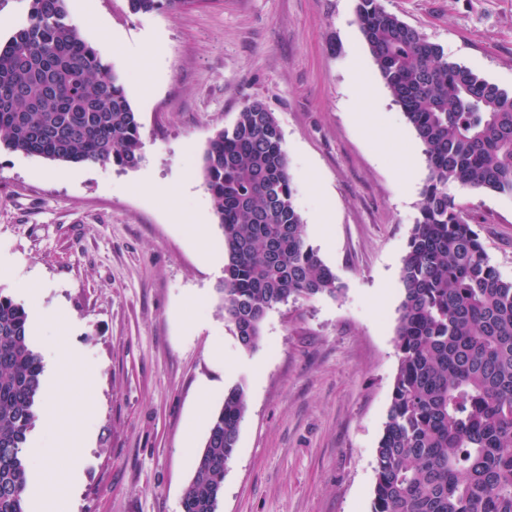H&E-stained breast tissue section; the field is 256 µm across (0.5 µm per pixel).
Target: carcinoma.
<instances>
[{"mask_svg":"<svg viewBox=\"0 0 512 512\" xmlns=\"http://www.w3.org/2000/svg\"><path fill=\"white\" fill-rule=\"evenodd\" d=\"M66 2L31 0L27 25L0 46V147L136 168L140 125L123 81L69 23ZM126 2L147 14L203 0ZM357 18L429 169L401 269L398 367L371 512H512V280L450 193L512 194V92L449 60L380 0H358ZM202 175L223 235L224 316L253 351L270 309L341 288L306 241L282 131L262 101L210 138ZM29 333L24 306L0 294V512H26L23 452L43 373ZM246 408L243 386L225 392L182 512H217Z\"/></svg>","mask_w":512,"mask_h":512,"instance_id":"cac0c4a2","label":"carcinoma"}]
</instances>
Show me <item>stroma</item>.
Wrapping results in <instances>:
<instances>
[{
  "label": "stroma",
  "instance_id": "stroma-1",
  "mask_svg": "<svg viewBox=\"0 0 512 512\" xmlns=\"http://www.w3.org/2000/svg\"><path fill=\"white\" fill-rule=\"evenodd\" d=\"M450 60L512 91V0H382ZM357 0H209L133 14L67 0L70 22L123 78L141 125L134 169L0 150V293L30 317L33 349L75 351L56 383L85 443L36 420L27 512L42 464L82 477L70 512H182L211 420L231 386L247 409L218 512H371L375 453L397 371L400 274L428 168L362 38ZM361 63L377 97L353 99ZM283 133L306 239L338 297L270 310L244 350L224 319L222 230L201 167L247 101ZM418 175H399L407 160ZM453 195L512 279V195ZM205 223L203 238L191 222Z\"/></svg>",
  "mask_w": 512,
  "mask_h": 512
}]
</instances>
